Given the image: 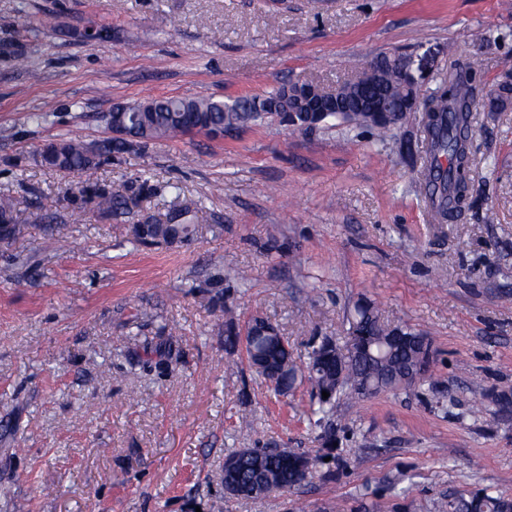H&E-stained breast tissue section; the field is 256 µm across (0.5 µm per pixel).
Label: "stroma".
<instances>
[{"label":"stroma","mask_w":512,"mask_h":512,"mask_svg":"<svg viewBox=\"0 0 512 512\" xmlns=\"http://www.w3.org/2000/svg\"><path fill=\"white\" fill-rule=\"evenodd\" d=\"M109 28L110 39L87 31ZM406 54L422 92L473 74L469 197L440 224L423 190L421 113L366 126L269 118L214 137L140 143L91 168L50 143L110 139L119 104L229 101L331 88ZM512 0H0V512H439L453 492L512 495ZM149 188L111 216L80 189ZM192 211L183 243L143 245L146 218ZM431 336L429 381L339 400L327 449L306 376L288 394L225 345L261 317L297 366L344 345L357 302ZM287 448L319 464L298 487L225 495L228 454Z\"/></svg>","instance_id":"1"}]
</instances>
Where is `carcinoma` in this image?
Here are the masks:
<instances>
[{
	"label": "carcinoma",
	"instance_id": "carcinoma-1",
	"mask_svg": "<svg viewBox=\"0 0 512 512\" xmlns=\"http://www.w3.org/2000/svg\"><path fill=\"white\" fill-rule=\"evenodd\" d=\"M397 59L386 63L382 82L388 102L397 107L407 98L408 91L398 71ZM474 107L471 75L467 72L455 77L439 94L429 97L427 111L432 119L425 125L429 142V156L424 162V183L433 208L440 220L454 218L455 212L467 197L470 181L469 128ZM297 100L286 98L283 89L262 95L242 96L230 102L211 97H169L137 103L124 113L122 137L90 149V145L68 139L42 155V163L60 171L90 168L102 157L126 151L135 142H148L174 138L190 132L187 119L193 117L201 125V132L216 136L224 129L247 120L276 117L289 124L293 118L288 112L299 111ZM130 198L105 189L83 191V203L92 204L102 214L128 209ZM188 210L174 209L167 222L146 220L134 231L136 241L144 244L156 239L186 238L192 229L186 222ZM17 232L13 211L0 207V233L8 239ZM345 345L347 373L343 382L336 383L340 358L336 355L321 357L312 368H306L308 380L318 396L321 419L328 418L335 407L336 398L349 393L368 398L382 392L394 391L399 383L424 380L433 360L432 341L421 332L406 329L408 336L396 342L389 339L390 327L382 324L374 308L358 303L349 321ZM226 342L230 346L243 343L248 363H262L278 372L287 368L283 386L275 392L288 393L296 381L292 353L279 338L263 335L250 329L245 336L236 332L233 319L227 321ZM331 399L322 398V392ZM231 465L224 471V483H233L237 492L246 493L263 481L274 483L281 490L293 488V476L304 475L319 458L305 452H286L267 448H252L250 452L235 451L228 456ZM447 512H512V496L492 494L484 489L469 494H454L441 503Z\"/></svg>",
	"mask_w": 512,
	"mask_h": 512
}]
</instances>
